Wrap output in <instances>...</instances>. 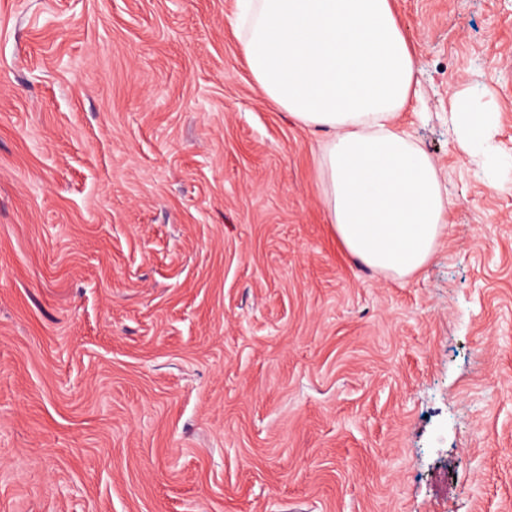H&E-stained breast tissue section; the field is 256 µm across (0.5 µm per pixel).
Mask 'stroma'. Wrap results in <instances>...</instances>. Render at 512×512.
I'll return each instance as SVG.
<instances>
[{"label":"stroma","instance_id":"35a3bbf8","mask_svg":"<svg viewBox=\"0 0 512 512\" xmlns=\"http://www.w3.org/2000/svg\"><path fill=\"white\" fill-rule=\"evenodd\" d=\"M452 205L401 281L341 246L323 133L237 0H0V512H512V0H394ZM448 121L457 133L456 148L476 161L494 187L503 189L501 176L512 168V161L501 156L493 143L498 112L492 107H479L474 97L462 90L452 95Z\"/></svg>","mask_w":512,"mask_h":512}]
</instances>
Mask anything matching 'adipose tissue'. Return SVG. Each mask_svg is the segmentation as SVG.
Returning <instances> with one entry per match:
<instances>
[{
	"label": "adipose tissue",
	"mask_w": 512,
	"mask_h": 512,
	"mask_svg": "<svg viewBox=\"0 0 512 512\" xmlns=\"http://www.w3.org/2000/svg\"><path fill=\"white\" fill-rule=\"evenodd\" d=\"M234 25L259 91L327 134L316 174L343 248L402 280L425 267L450 201L432 157L397 123L417 96L418 58L393 0H238ZM448 121L457 149L502 187L512 160L493 143L497 111L457 91Z\"/></svg>",
	"instance_id": "1"
}]
</instances>
